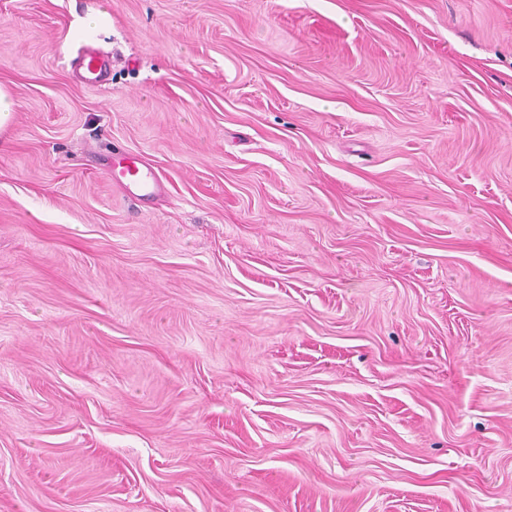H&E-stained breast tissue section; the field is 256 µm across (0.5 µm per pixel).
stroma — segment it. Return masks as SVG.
<instances>
[{"label":"stroma","instance_id":"1","mask_svg":"<svg viewBox=\"0 0 512 512\" xmlns=\"http://www.w3.org/2000/svg\"><path fill=\"white\" fill-rule=\"evenodd\" d=\"M0 84V512H512V0H0ZM75 64L82 71V79L86 85L95 87L103 81L105 65L95 49L85 47L78 54ZM148 179V173L135 163L122 166L118 174H112V180L119 186L129 188L131 185H143Z\"/></svg>","mask_w":512,"mask_h":512}]
</instances>
